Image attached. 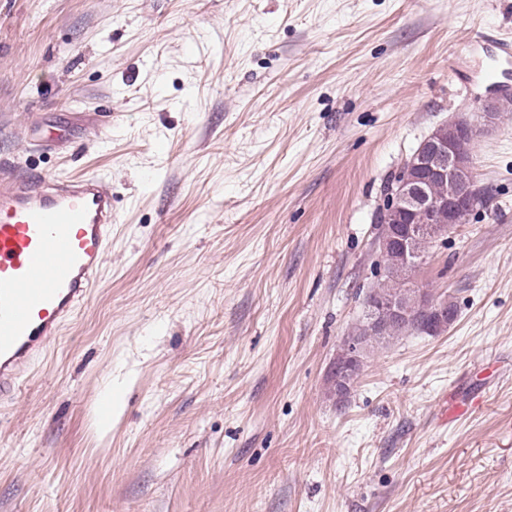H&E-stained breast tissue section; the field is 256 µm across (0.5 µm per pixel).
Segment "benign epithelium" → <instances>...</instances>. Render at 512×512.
Here are the masks:
<instances>
[{"label": "benign epithelium", "instance_id": "7a95c632", "mask_svg": "<svg viewBox=\"0 0 512 512\" xmlns=\"http://www.w3.org/2000/svg\"><path fill=\"white\" fill-rule=\"evenodd\" d=\"M499 98L489 96L476 101L483 122L497 119ZM478 125L466 119H454L436 126L402 164L387 185L382 210L376 221L384 224L385 232L378 241L382 257V272L388 273L387 258L399 260L396 274L401 287L408 289L420 302L422 311L430 315L429 332L440 331L453 324L455 316L448 314V294L435 288H425L414 281V274L423 268L427 257L414 248L417 239L437 240L458 224L467 222L480 208L478 180L473 156H461L456 151L460 140L475 141ZM434 181L448 184V195L438 197L431 191ZM448 214L445 224H436L434 215ZM367 328L372 340L384 339L386 326L393 322L405 324L413 311L397 297L370 298L364 308ZM367 345L362 340L346 338L330 374L337 387L336 402L343 404L359 377Z\"/></svg>", "mask_w": 512, "mask_h": 512}]
</instances>
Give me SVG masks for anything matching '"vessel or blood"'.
<instances>
[{"label":"vessel or blood","instance_id":"b4317fda","mask_svg":"<svg viewBox=\"0 0 512 512\" xmlns=\"http://www.w3.org/2000/svg\"><path fill=\"white\" fill-rule=\"evenodd\" d=\"M113 221L112 190L95 176L0 175V403L87 302Z\"/></svg>","mask_w":512,"mask_h":512}]
</instances>
